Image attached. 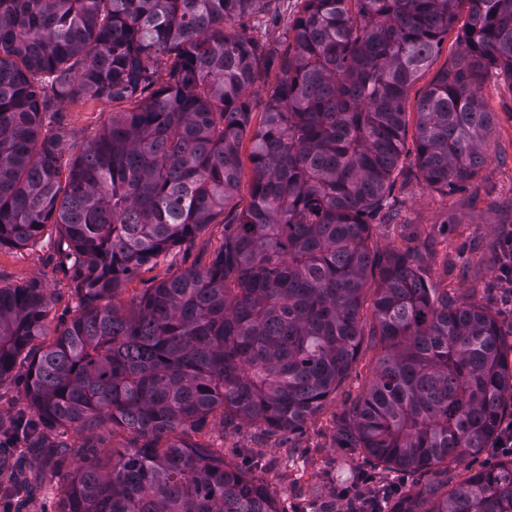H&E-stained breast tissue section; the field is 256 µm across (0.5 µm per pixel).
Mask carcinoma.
<instances>
[{"mask_svg":"<svg viewBox=\"0 0 512 512\" xmlns=\"http://www.w3.org/2000/svg\"><path fill=\"white\" fill-rule=\"evenodd\" d=\"M261 0H0V247L53 226L80 310L54 332L41 288H0V382L24 368L41 437L110 423L148 440L63 476L58 512H279L261 480L178 432L218 415L291 432L347 375L373 303L382 353L340 448L431 472L496 440L512 416V327L460 303L412 249L374 252L403 152L405 95L460 11L463 45L417 103V167L461 189L487 164L477 87L512 90V0H304L285 50L237 30ZM167 80L154 86L158 68ZM251 203L204 270L123 284L233 199L249 96ZM137 99L62 167L53 101ZM52 341L38 348L41 336ZM389 512H512V453L450 490L393 489ZM276 84L274 73L271 72L265 81L257 83L251 90V127L254 129L262 118L264 107Z\"/></svg>","mask_w":512,"mask_h":512,"instance_id":"obj_1","label":"carcinoma"}]
</instances>
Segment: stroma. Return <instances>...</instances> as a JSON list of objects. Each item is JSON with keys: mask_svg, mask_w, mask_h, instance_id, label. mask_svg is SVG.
<instances>
[{"mask_svg": "<svg viewBox=\"0 0 512 512\" xmlns=\"http://www.w3.org/2000/svg\"><path fill=\"white\" fill-rule=\"evenodd\" d=\"M303 9V0H262L257 15L245 17L260 42L287 45L288 29ZM456 32L445 36L429 67L410 85L405 99L406 134L400 165L407 182L396 183L389 198L397 216L391 222L374 217L370 246L377 251L412 248L428 255L430 276L439 287L465 303L491 306L503 324L512 323V303L497 281L498 258L512 235V89L490 77L479 89L496 124L487 143L488 162L465 189L442 192L430 188L416 165V105L435 75L459 52ZM130 100L67 99L59 110L70 134V145L95 138L113 113L133 109ZM242 171L234 199L191 238L173 247L128 280L114 302L134 309L139 297L173 274L204 269L224 244V227L251 201L250 139L241 144ZM55 227H48L37 243L0 249V287L42 288L49 300V327L70 321L79 310L69 264L58 246ZM376 280H369L360 309L365 335L348 375L300 431L271 432L264 426L235 419L215 418L198 430L182 434L189 443L212 448L235 470H249L268 483L280 512H345L336 494L342 484L372 474L364 454L338 447L336 430L345 412L360 399L371 380L381 347L373 335L372 304ZM25 384L20 374L0 382V474L23 475L33 488L18 502V512H57L62 477L54 461L38 443H11L6 432L12 420L28 414ZM69 464L81 465L127 448H139L143 437L103 425L61 438Z\"/></svg>", "mask_w": 512, "mask_h": 512, "instance_id": "stroma-1", "label": "stroma"}]
</instances>
